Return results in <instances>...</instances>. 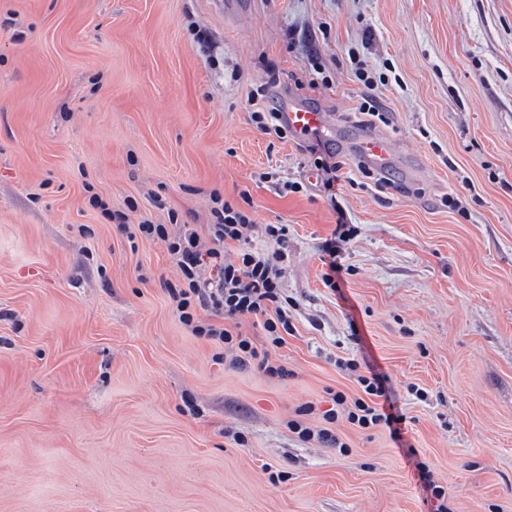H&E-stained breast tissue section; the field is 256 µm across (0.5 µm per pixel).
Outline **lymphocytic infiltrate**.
Returning <instances> with one entry per match:
<instances>
[{"label":"lymphocytic infiltrate","instance_id":"f902f5d3","mask_svg":"<svg viewBox=\"0 0 512 512\" xmlns=\"http://www.w3.org/2000/svg\"><path fill=\"white\" fill-rule=\"evenodd\" d=\"M278 83L277 75H270L266 83L251 89L249 99L254 107L251 120L257 128L283 139L288 128L282 121L281 100L272 92ZM137 208V203L131 201L126 210L105 207L101 213L123 232L133 231L145 239L164 243L180 270L177 281L165 284L180 322L194 336L214 343L230 366L254 367L271 376L286 375V368L272 361L271 352L285 345L287 337L295 333L294 304L283 285L287 225L255 223L246 211L226 201L213 208L215 221L202 233L195 225L175 221L155 224L144 220L133 227L129 214ZM256 235L273 244V251L254 250L251 240ZM230 241L237 248L228 255L224 249ZM205 312L210 315L206 321L201 318ZM246 319L262 328L264 346H256L249 336L225 326L226 321L238 324ZM337 365L355 373L362 397L350 402L343 394H335L333 408L323 413L326 428L315 430L292 420L288 423L292 432L301 441L315 440L337 448L341 442L328 425L343 415L364 429L389 426L393 437H400L404 416L390 397L387 374L373 364L368 365L366 374H359V365L352 359L338 360Z\"/></svg>","mask_w":512,"mask_h":512}]
</instances>
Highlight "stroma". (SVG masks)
<instances>
[{"instance_id": "1", "label": "stroma", "mask_w": 512, "mask_h": 512, "mask_svg": "<svg viewBox=\"0 0 512 512\" xmlns=\"http://www.w3.org/2000/svg\"><path fill=\"white\" fill-rule=\"evenodd\" d=\"M271 64L336 125L383 105L394 188L345 147L327 199L307 141L250 120ZM272 166L300 191L258 181ZM215 194L288 227L287 376L217 360L164 244L90 202L202 231ZM338 356L388 375L402 441L325 423L362 394ZM420 462L448 512H512V0H0V512H433ZM288 427L293 433L298 435V438L301 441L309 442L315 439L320 443L330 445L332 448L336 447L343 449L344 447V444L339 440V438L335 434H332L328 429L323 428L314 430L297 420L289 421Z\"/></svg>"}]
</instances>
